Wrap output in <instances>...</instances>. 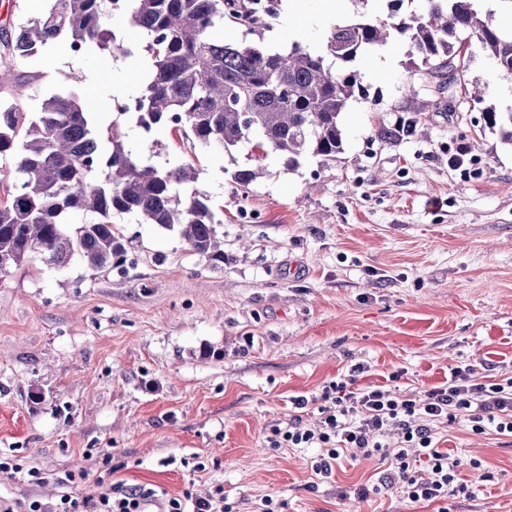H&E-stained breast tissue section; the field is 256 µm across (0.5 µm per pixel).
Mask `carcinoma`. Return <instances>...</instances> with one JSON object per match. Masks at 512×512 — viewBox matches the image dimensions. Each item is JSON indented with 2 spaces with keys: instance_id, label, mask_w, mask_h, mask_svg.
<instances>
[{
  "instance_id": "obj_1",
  "label": "carcinoma",
  "mask_w": 512,
  "mask_h": 512,
  "mask_svg": "<svg viewBox=\"0 0 512 512\" xmlns=\"http://www.w3.org/2000/svg\"><path fill=\"white\" fill-rule=\"evenodd\" d=\"M476 0H425L419 11L361 15L334 25L320 53L295 42L288 53L255 43L224 41V26L255 35L269 28L258 0H127L130 23L150 56L149 82L137 102V124L149 132L167 125L192 145L227 154L250 145L284 156L288 166L309 157L334 161L343 151L341 116L362 90L348 69L364 53L403 38L411 54L434 69L461 65L462 44L476 38L493 70L512 76V34L475 8ZM112 0H50L45 13L0 39V90L19 85L17 65L56 45L76 56L132 48L109 28ZM341 63L343 68L333 69ZM485 124L512 142V112L487 108ZM0 272L39 254L63 267L75 256L94 268L123 261L126 243L112 227L115 215L179 229L190 249L224 262L219 215L205 196L182 195L197 179L183 164L166 170L125 145L117 123L101 132L92 105L72 92L54 93L27 112L0 98ZM244 166L233 182L248 188L265 168ZM87 220L70 234L69 220Z\"/></svg>"
}]
</instances>
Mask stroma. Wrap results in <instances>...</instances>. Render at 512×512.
Wrapping results in <instances>:
<instances>
[{"label": "stroma", "mask_w": 512, "mask_h": 512, "mask_svg": "<svg viewBox=\"0 0 512 512\" xmlns=\"http://www.w3.org/2000/svg\"><path fill=\"white\" fill-rule=\"evenodd\" d=\"M389 12L390 0L334 10L304 0L293 22L298 41L319 51L335 24ZM410 52L397 39L355 63L368 94L342 116L336 162L291 167L271 154L267 176L246 189L232 181L246 151L194 148L113 110L135 96L122 52L55 46L23 64L39 93L77 94L99 129L118 122L149 163H193L195 189L222 220L224 261L121 215V265L75 258L58 268L34 255L0 274V455L52 476L38 486L0 473V496L57 501L54 476L79 468L90 477L78 494H97L102 451L115 479L171 496L220 485L236 512H261L268 496L287 512H436L380 488L379 458L340 462L319 481L314 449L265 445L293 398H313L359 365L360 384L385 385L396 372L404 394L457 366L512 375V144L482 118L489 106L512 110V76L495 75L476 41L452 82L411 68ZM408 117L423 134L396 133ZM460 144L471 157L463 171L448 166ZM438 432L473 492L454 512H512V440L462 422ZM193 457L205 471L185 467ZM360 485L367 497L353 494Z\"/></svg>", "instance_id": "obj_1"}]
</instances>
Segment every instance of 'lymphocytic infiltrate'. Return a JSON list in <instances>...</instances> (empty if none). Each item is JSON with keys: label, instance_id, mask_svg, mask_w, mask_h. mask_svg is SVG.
Here are the masks:
<instances>
[{"label": "lymphocytic infiltrate", "instance_id": "obj_1", "mask_svg": "<svg viewBox=\"0 0 512 512\" xmlns=\"http://www.w3.org/2000/svg\"><path fill=\"white\" fill-rule=\"evenodd\" d=\"M309 402L293 401L295 415L286 427H273L266 442L271 449L313 448L311 470L329 479L341 457L358 461L380 456L388 469L381 482L411 502L438 504L451 512L449 498L468 494L458 478L460 461L439 446L437 426L464 419L472 433L494 432L512 439V376L484 380L475 365L451 368L445 383L417 393L403 394L385 386H359L355 379L331 382L316 397L317 420L304 425L300 415ZM398 435L397 446L384 438ZM0 512H234L223 487L181 495L144 485L110 482L97 497L62 494L57 503L21 502L0 498Z\"/></svg>", "mask_w": 512, "mask_h": 512}]
</instances>
